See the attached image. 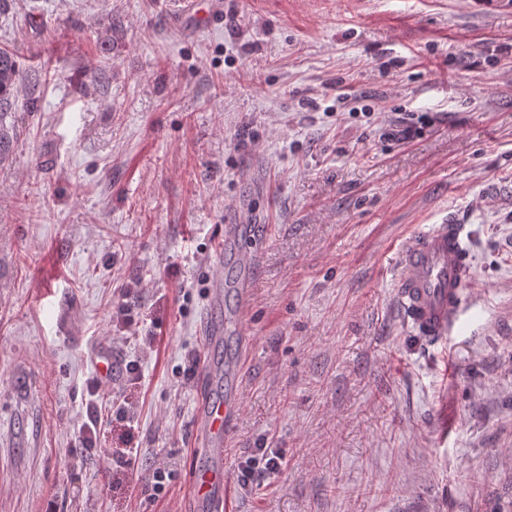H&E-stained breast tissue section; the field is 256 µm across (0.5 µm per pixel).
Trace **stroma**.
I'll return each mask as SVG.
<instances>
[{"label": "stroma", "mask_w": 512, "mask_h": 512, "mask_svg": "<svg viewBox=\"0 0 512 512\" xmlns=\"http://www.w3.org/2000/svg\"><path fill=\"white\" fill-rule=\"evenodd\" d=\"M221 2L198 32L175 0L0 9L24 73L0 165V512H187L203 366L243 336L234 512H512V6ZM401 121L411 141L388 138ZM448 219L467 312L428 343L397 254ZM235 224L257 228L239 320L206 306ZM103 348L129 412L82 451ZM260 448L282 467L242 484Z\"/></svg>", "instance_id": "stroma-1"}]
</instances>
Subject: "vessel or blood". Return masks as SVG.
<instances>
[{
    "label": "vessel or blood",
    "instance_id": "vessel-or-blood-1",
    "mask_svg": "<svg viewBox=\"0 0 512 512\" xmlns=\"http://www.w3.org/2000/svg\"><path fill=\"white\" fill-rule=\"evenodd\" d=\"M220 18L217 0L202 9L178 14L201 28L215 26ZM470 269L465 227L434 224L405 238L398 252V299L407 319L420 335L441 340L451 332L464 305V285ZM239 410L235 395L209 397L196 417V434L208 453L206 464L194 466L192 493L204 512H229L230 481L224 473V434Z\"/></svg>",
    "mask_w": 512,
    "mask_h": 512
}]
</instances>
